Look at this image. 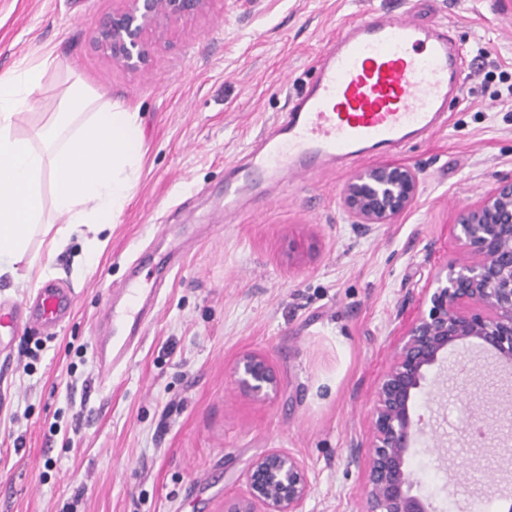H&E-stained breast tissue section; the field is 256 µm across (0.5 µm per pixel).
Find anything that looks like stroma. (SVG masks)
Segmentation results:
<instances>
[{"label":"stroma","mask_w":512,"mask_h":512,"mask_svg":"<svg viewBox=\"0 0 512 512\" xmlns=\"http://www.w3.org/2000/svg\"><path fill=\"white\" fill-rule=\"evenodd\" d=\"M112 0H0V75L52 52L19 132L40 123L70 69L138 109L144 163L134 195L100 242L31 248L43 283L74 288L57 333L33 327L0 375V512H224L271 449L303 460V512H353L367 413L421 291L456 252L452 224L512 179V0H213L173 28L141 74L94 43ZM367 11L450 25L464 70L448 123L397 160L420 173L416 202L393 223H353L351 171L288 182L266 176L224 213V181L251 143L314 77L341 24ZM487 57L478 58V48ZM170 270L136 353L108 383L93 354L109 288L153 255ZM275 371L269 401L240 393L243 354ZM504 383L476 353H452L420 401L429 427L409 459L436 512H500L512 464L475 443L501 411ZM481 456L474 484L452 488L435 448Z\"/></svg>","instance_id":"stroma-1"}]
</instances>
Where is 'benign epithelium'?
<instances>
[{
	"instance_id": "obj_1",
	"label": "benign epithelium",
	"mask_w": 512,
	"mask_h": 512,
	"mask_svg": "<svg viewBox=\"0 0 512 512\" xmlns=\"http://www.w3.org/2000/svg\"><path fill=\"white\" fill-rule=\"evenodd\" d=\"M96 28L94 41L112 62L147 70L156 43L175 24L208 13L213 0H116ZM418 171L382 163L355 174L343 206L356 224H389L415 202ZM457 252L425 289L423 308L394 348L368 413L365 486L356 512H435L416 491L409 458L424 433L417 413L428 375L448 354L473 347L490 355L494 371L512 375V179L498 182L455 215ZM237 388L255 400L277 393L267 360L242 355L232 368ZM452 486L470 482L476 460L465 453L439 455ZM248 496L224 502V512H303L311 482L303 462L268 451L246 473Z\"/></svg>"
}]
</instances>
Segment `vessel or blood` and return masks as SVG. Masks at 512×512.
Listing matches in <instances>:
<instances>
[{
    "label": "vessel or blood",
    "mask_w": 512,
    "mask_h": 512,
    "mask_svg": "<svg viewBox=\"0 0 512 512\" xmlns=\"http://www.w3.org/2000/svg\"><path fill=\"white\" fill-rule=\"evenodd\" d=\"M461 55L447 29L389 14L349 22L325 50L308 88L285 116L262 134L246 165L235 167L224 187V207L258 174L276 172L294 180L328 165L345 166L400 153L434 133L445 121L448 99L461 89ZM97 337L99 380L128 362L153 316L138 276L111 289ZM77 304L68 288L46 287L32 300L0 303V330L16 337L21 328L61 327Z\"/></svg>",
    "instance_id": "b4317fda"
}]
</instances>
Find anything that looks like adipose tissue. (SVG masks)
Returning a JSON list of instances; mask_svg holds the SVG:
<instances>
[{
  "instance_id": "1",
  "label": "adipose tissue",
  "mask_w": 512,
  "mask_h": 512,
  "mask_svg": "<svg viewBox=\"0 0 512 512\" xmlns=\"http://www.w3.org/2000/svg\"><path fill=\"white\" fill-rule=\"evenodd\" d=\"M52 53L23 62L0 76V274L31 282V235L53 208L61 225L48 243L90 232L100 234L124 211L143 165L139 113L112 101L74 71L42 124L18 135L17 122L31 107L51 68ZM52 178V202L44 204L43 176Z\"/></svg>"
}]
</instances>
